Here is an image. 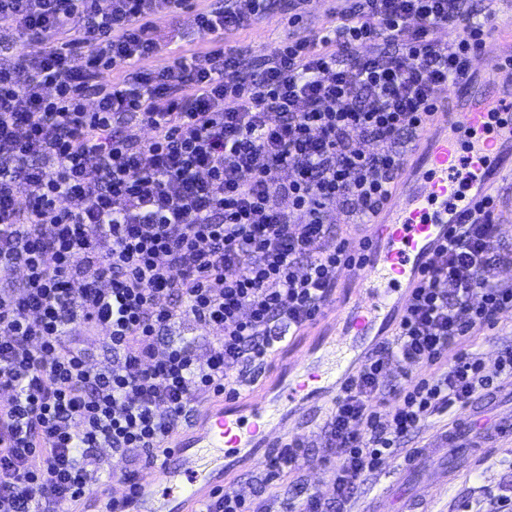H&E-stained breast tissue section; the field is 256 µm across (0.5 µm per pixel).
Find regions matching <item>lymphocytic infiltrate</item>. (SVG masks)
I'll use <instances>...</instances> for the list:
<instances>
[{"label": "lymphocytic infiltrate", "mask_w": 512, "mask_h": 512, "mask_svg": "<svg viewBox=\"0 0 512 512\" xmlns=\"http://www.w3.org/2000/svg\"><path fill=\"white\" fill-rule=\"evenodd\" d=\"M186 6L0 0V28L32 45L0 44V274L12 278L0 289V390L12 393L0 512H69L91 491L94 449L132 463L163 454L196 394L238 395L276 329L322 316L352 255L328 208L340 199L364 220L383 208L404 148L486 34L463 0H354L334 27L253 65L218 37L267 0H226L195 15L215 46L144 70L160 48L154 17ZM131 123L150 137L123 134ZM506 267L512 237L488 195L423 272L392 339L341 384L322 456L332 497L271 505L228 487L203 512H349L430 418L512 382V349L492 376L472 349L512 310ZM186 317L219 329L207 357L158 350ZM75 323L105 328L117 365L94 368Z\"/></svg>", "instance_id": "1"}]
</instances>
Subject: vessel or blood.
Segmentation results:
<instances>
[{
  "label": "vessel or blood",
  "mask_w": 512,
  "mask_h": 512,
  "mask_svg": "<svg viewBox=\"0 0 512 512\" xmlns=\"http://www.w3.org/2000/svg\"><path fill=\"white\" fill-rule=\"evenodd\" d=\"M489 29L482 44L483 52L490 55L486 84L496 90L498 105L504 107L512 104V27L501 28L494 20ZM492 113L482 92L470 93L457 110L436 112L407 150L387 212L365 224V248L347 272L362 288L363 297L345 311L344 335H371L384 310L406 305L454 226L467 222L490 184L512 179V121L491 125ZM465 131L473 139L463 150L459 135ZM331 374L323 355L301 361L277 407L256 396L240 405L208 403L198 411L194 428L171 434L167 457L152 458L144 465L119 502L121 512H184L185 504L206 502L224 486L225 458L266 440L276 411H287L297 400L312 395ZM510 431L508 423L487 424L472 414L460 416L436 445L419 449L407 459L398 471V482L380 490L365 512H383L386 502L399 506L401 512H419L420 495L401 499V479L422 470L448 483L453 474L440 465L448 448L467 439L468 454L474 458Z\"/></svg>",
  "instance_id": "1"
}]
</instances>
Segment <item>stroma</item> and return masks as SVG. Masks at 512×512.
<instances>
[{"label": "stroma", "instance_id": "obj_1", "mask_svg": "<svg viewBox=\"0 0 512 512\" xmlns=\"http://www.w3.org/2000/svg\"><path fill=\"white\" fill-rule=\"evenodd\" d=\"M225 0H191V6L175 14H161L154 23L159 35L180 30L184 38L162 49L146 61L148 69L158 71L173 63L174 59L188 50H200L208 41L199 35L194 26L197 10L210 9L224 4ZM290 0H270L266 13L244 29L224 32L226 47L242 52L249 62H259L262 54L278 41L311 36L325 27L334 25L337 16L345 10L348 0H309L301 22L297 26L288 23ZM340 327L335 314L321 320L315 333L302 336H285L274 345L267 364L244 367L239 376L243 394L263 392L271 394L266 378L287 379L296 370L306 354L323 353L331 341L338 339ZM512 348V311L502 314L496 328L479 332L474 338L477 351L487 373H495L499 356ZM331 407L327 395H315L302 402L283 422L291 437L304 440L309 447V457L296 473L276 475L272 463L279 451V441L258 443L243 448L224 461V479L243 496L266 499L296 495L318 494L330 497L333 488L319 449L323 443V423ZM512 496V439L499 442L487 449L477 459L463 466L448 486L433 485L426 501L425 512H487L490 496Z\"/></svg>", "mask_w": 512, "mask_h": 512}]
</instances>
